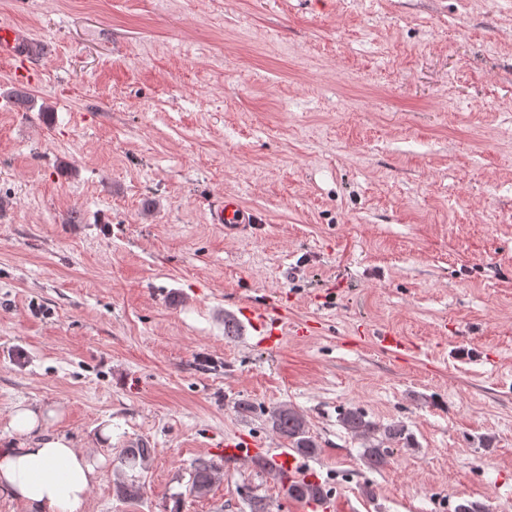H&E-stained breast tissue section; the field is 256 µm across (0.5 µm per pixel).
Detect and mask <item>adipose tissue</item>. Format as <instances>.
I'll list each match as a JSON object with an SVG mask.
<instances>
[{"label": "adipose tissue", "mask_w": 512, "mask_h": 512, "mask_svg": "<svg viewBox=\"0 0 512 512\" xmlns=\"http://www.w3.org/2000/svg\"><path fill=\"white\" fill-rule=\"evenodd\" d=\"M55 409L15 404L9 425L23 443L0 448V497L23 512H83L91 488L100 478L99 462L66 436L41 430Z\"/></svg>", "instance_id": "obj_1"}]
</instances>
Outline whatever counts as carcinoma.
Instances as JSON below:
<instances>
[{"label":"carcinoma","mask_w":512,"mask_h":512,"mask_svg":"<svg viewBox=\"0 0 512 512\" xmlns=\"http://www.w3.org/2000/svg\"><path fill=\"white\" fill-rule=\"evenodd\" d=\"M267 422L279 437L288 440V445L305 456L318 452L319 444L312 437L308 422L303 414L292 407L280 406L267 412ZM342 427L363 444L362 459L371 469L384 468L390 458V449L384 443L406 441L404 426L399 423L381 425L367 418L357 408L345 410L339 418ZM155 452L144 442L127 445L120 450L116 461L121 472L145 470ZM223 465L211 461L195 463L190 476L189 491L201 497L207 495L213 484L219 480ZM145 486L136 479L120 478L113 485L114 495L121 500H135L142 497ZM284 493L294 499H320L325 489L316 482L292 481L285 483Z\"/></svg>","instance_id":"carcinoma-1"}]
</instances>
